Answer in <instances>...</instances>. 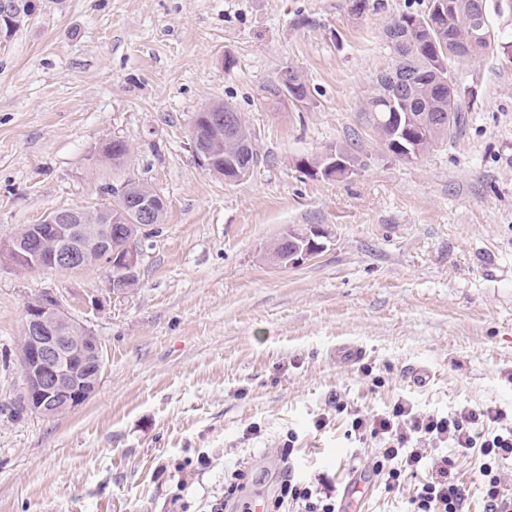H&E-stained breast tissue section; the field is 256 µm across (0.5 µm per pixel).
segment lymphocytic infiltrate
I'll use <instances>...</instances> for the list:
<instances>
[{
	"instance_id": "lymphocytic-infiltrate-1",
	"label": "lymphocytic infiltrate",
	"mask_w": 512,
	"mask_h": 512,
	"mask_svg": "<svg viewBox=\"0 0 512 512\" xmlns=\"http://www.w3.org/2000/svg\"><path fill=\"white\" fill-rule=\"evenodd\" d=\"M503 418L492 407L435 416L399 402L382 414L353 413L351 431L379 442L372 472L386 492H408V512H464L468 491L454 479L451 460L432 463L426 454L427 448L445 443L474 458L484 512H512V494L506 493L497 468L499 461L512 458V426H503ZM490 423L500 424V431L486 434ZM269 512H340V503L326 480H301L284 469Z\"/></svg>"
}]
</instances>
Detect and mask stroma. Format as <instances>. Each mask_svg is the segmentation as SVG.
<instances>
[{"instance_id": "35a3bbf8", "label": "stroma", "mask_w": 512, "mask_h": 512, "mask_svg": "<svg viewBox=\"0 0 512 512\" xmlns=\"http://www.w3.org/2000/svg\"><path fill=\"white\" fill-rule=\"evenodd\" d=\"M429 2L368 0L356 16L350 0H30L26 24L0 32V241L128 179L166 201L125 297L104 267L0 260V512H173L175 467L200 455L212 464L183 499L206 512L237 467L264 488L256 458L290 441L297 476L344 487L376 444L348 435L337 398L512 420V0H489L494 46L450 66L466 88L457 133L403 161L366 112L393 63L385 28ZM287 67L307 105L263 99ZM218 101L256 135L241 180L194 159L196 115ZM115 139L129 153L114 168L99 156ZM336 148L356 156L352 174H303ZM310 226L325 249L268 264L280 234ZM45 296L98 337L102 379L67 414L15 417L25 308ZM427 454L452 457L482 512L472 457Z\"/></svg>"}]
</instances>
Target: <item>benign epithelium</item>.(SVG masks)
I'll use <instances>...</instances> for the list:
<instances>
[{
	"label": "benign epithelium",
	"instance_id": "1",
	"mask_svg": "<svg viewBox=\"0 0 512 512\" xmlns=\"http://www.w3.org/2000/svg\"><path fill=\"white\" fill-rule=\"evenodd\" d=\"M489 44L488 36L476 35L458 49L465 57L475 56ZM299 73L283 69L279 72L276 84L286 99L294 98L297 92ZM211 122L217 137L224 136V127L231 126L237 115L219 106L209 107ZM322 172L329 177L346 176L354 171L353 160L331 151L323 155ZM131 207L145 224L152 223L158 207L165 204L162 196H131ZM46 223L56 225V230L67 241L68 247L58 252L60 262L73 270L84 268L89 259L96 256L101 263L113 268L114 276L109 280L108 292L114 298L129 293L126 277L136 274L142 263L139 251L131 247L124 253L112 251L113 225L121 223V217L114 211L85 209L56 211L46 216ZM42 242L38 225L28 224L23 232L0 242V257L11 260L21 252H38L36 245ZM271 262L286 268L298 265L311 254L299 248L293 255L284 259L275 253L269 254ZM23 331L27 350L22 353L25 379V402L28 411L43 418H56L81 406L96 391L101 381V370H96L90 379L84 377L76 362L93 361L102 365V348L99 339L90 329L71 318L65 309L56 303L48 304L33 301L26 307Z\"/></svg>",
	"mask_w": 512,
	"mask_h": 512
}]
</instances>
